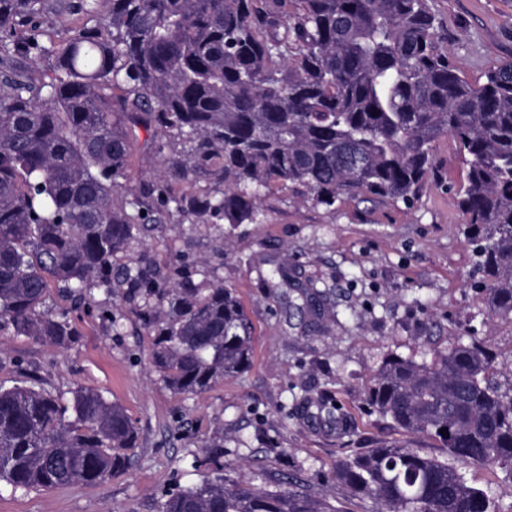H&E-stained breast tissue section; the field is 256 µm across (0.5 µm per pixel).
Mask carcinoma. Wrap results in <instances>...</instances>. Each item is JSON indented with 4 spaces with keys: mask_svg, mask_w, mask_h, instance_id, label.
Segmentation results:
<instances>
[{
    "mask_svg": "<svg viewBox=\"0 0 512 512\" xmlns=\"http://www.w3.org/2000/svg\"><path fill=\"white\" fill-rule=\"evenodd\" d=\"M138 129L173 150L157 181L132 186ZM443 136L467 164L458 204L488 309L509 317L512 61L470 82L428 0H74L67 14L0 0V323L62 346L75 330L43 310L50 289L89 305L97 288L126 287L169 387L206 392L251 363L240 301L222 282H171L147 253L114 267L129 242L149 224H256L273 185L329 208L363 193L410 206ZM298 291L299 310L320 318L314 286ZM495 359L475 337L420 361L387 356L367 405L445 455L380 442L339 460L336 479L376 512H493L464 468L512 471V385ZM137 438L95 391L0 385V482L14 491L101 483ZM162 512L342 510L294 482L217 476Z\"/></svg>",
    "mask_w": 512,
    "mask_h": 512,
    "instance_id": "cac0c4a2",
    "label": "carcinoma"
}]
</instances>
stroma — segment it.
<instances>
[{"label": "stroma", "instance_id": "35a3bbf8", "mask_svg": "<svg viewBox=\"0 0 512 512\" xmlns=\"http://www.w3.org/2000/svg\"><path fill=\"white\" fill-rule=\"evenodd\" d=\"M438 32L471 81L512 58V0H428ZM435 177L413 207L362 195L326 208L305 188H271L258 224H164L131 241L117 266L151 251L162 272L180 267L237 292L251 323L250 367L207 392L174 394L153 363L155 337L124 289H98L75 306L51 289L44 307L66 313L76 334L59 346L7 329L0 333V385L38 376L70 397L83 387L121 406L138 430L124 468L96 486L12 491L0 483V512H161L169 493L223 476L235 483L293 480L341 512H374L336 479L346 456L386 440L439 454L438 444L392 427L366 392L390 354L421 359L468 334L496 353V377L512 382V317L492 316L456 192L466 166L453 141L434 147ZM288 283H272L276 266ZM314 284L323 310L296 309L292 284ZM338 403L350 433L310 418L307 403ZM221 442L220 451L210 442ZM468 481L512 512V479L479 465Z\"/></svg>", "mask_w": 512, "mask_h": 512}]
</instances>
